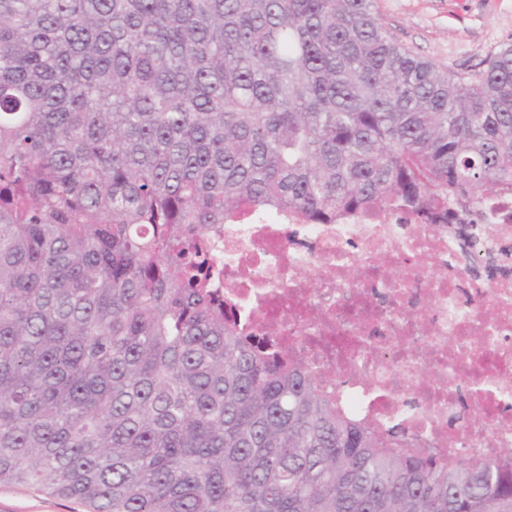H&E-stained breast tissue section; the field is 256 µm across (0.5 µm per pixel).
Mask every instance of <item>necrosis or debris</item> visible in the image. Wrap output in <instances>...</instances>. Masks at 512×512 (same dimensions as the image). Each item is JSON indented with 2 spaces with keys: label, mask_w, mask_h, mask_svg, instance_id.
Here are the masks:
<instances>
[{
  "label": "necrosis or debris",
  "mask_w": 512,
  "mask_h": 512,
  "mask_svg": "<svg viewBox=\"0 0 512 512\" xmlns=\"http://www.w3.org/2000/svg\"><path fill=\"white\" fill-rule=\"evenodd\" d=\"M477 221L495 227L487 250L512 244V189ZM212 247L239 325L271 333L338 409L475 463L512 448V266L484 277L456 231L394 206L334 224L245 208Z\"/></svg>",
  "instance_id": "1"
}]
</instances>
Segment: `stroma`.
Masks as SVG:
<instances>
[{"instance_id":"stroma-1","label":"stroma","mask_w":512,"mask_h":512,"mask_svg":"<svg viewBox=\"0 0 512 512\" xmlns=\"http://www.w3.org/2000/svg\"><path fill=\"white\" fill-rule=\"evenodd\" d=\"M394 39L442 67L471 68L512 43V0H376ZM0 512H84L78 502L19 484L0 485Z\"/></svg>"}]
</instances>
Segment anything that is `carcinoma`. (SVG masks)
I'll use <instances>...</instances> for the list:
<instances>
[{
  "label": "carcinoma",
  "instance_id": "cac0c4a2",
  "mask_svg": "<svg viewBox=\"0 0 512 512\" xmlns=\"http://www.w3.org/2000/svg\"><path fill=\"white\" fill-rule=\"evenodd\" d=\"M512 185V44L440 68L375 0H0V484L88 512H512V449L398 451L239 327L210 240Z\"/></svg>",
  "mask_w": 512,
  "mask_h": 512
}]
</instances>
